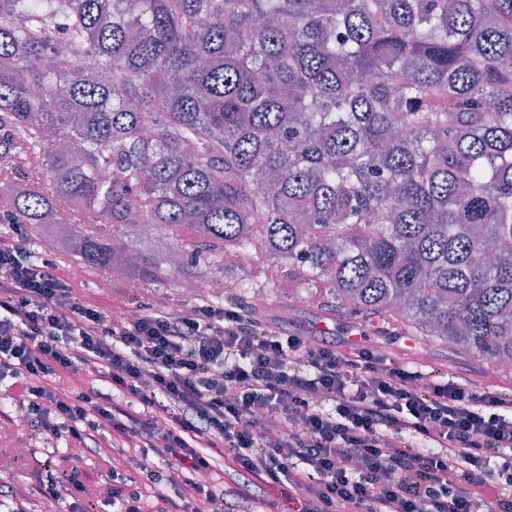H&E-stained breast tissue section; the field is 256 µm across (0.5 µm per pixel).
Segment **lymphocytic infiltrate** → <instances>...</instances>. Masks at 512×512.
I'll list each match as a JSON object with an SVG mask.
<instances>
[{
	"instance_id": "obj_1",
	"label": "lymphocytic infiltrate",
	"mask_w": 512,
	"mask_h": 512,
	"mask_svg": "<svg viewBox=\"0 0 512 512\" xmlns=\"http://www.w3.org/2000/svg\"><path fill=\"white\" fill-rule=\"evenodd\" d=\"M93 376L111 394L66 376ZM12 378L35 440L109 449L107 499L88 474L0 482L6 512H512V394L451 370L425 372L373 345L304 336L242 304L83 303L73 277L32 259L23 225L0 236V380ZM174 495L161 493L162 484Z\"/></svg>"
}]
</instances>
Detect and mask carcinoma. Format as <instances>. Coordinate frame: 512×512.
Returning <instances> with one entry per match:
<instances>
[{"mask_svg": "<svg viewBox=\"0 0 512 512\" xmlns=\"http://www.w3.org/2000/svg\"><path fill=\"white\" fill-rule=\"evenodd\" d=\"M28 154L3 220L95 269L261 255L512 365V0H6L0 165Z\"/></svg>", "mask_w": 512, "mask_h": 512, "instance_id": "cac0c4a2", "label": "carcinoma"}]
</instances>
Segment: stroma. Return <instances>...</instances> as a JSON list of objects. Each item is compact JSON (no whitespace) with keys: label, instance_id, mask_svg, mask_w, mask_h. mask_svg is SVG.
Segmentation results:
<instances>
[{"label":"stroma","instance_id":"35a3bbf8","mask_svg":"<svg viewBox=\"0 0 512 512\" xmlns=\"http://www.w3.org/2000/svg\"><path fill=\"white\" fill-rule=\"evenodd\" d=\"M62 269L77 272V286L82 299L103 307L122 302L127 306L158 296L179 310L191 304L193 295L180 288L179 280L140 282L137 289H130L121 276L111 275L92 268H79L71 258H61ZM234 279L246 280L243 288L235 287L234 280L213 275V288L209 300L217 303L239 302L251 305L260 319L275 322L282 327L305 336H331L338 342L373 343L391 356L422 370L450 369L476 384H489L512 393V369L496 367L488 359L477 357L463 350H452L438 342L412 335L399 321H391L388 329L379 324L351 317L330 310L323 292L305 288L288 280L281 271L268 269L261 257H253L234 272ZM264 289L268 300L262 305H252L255 289ZM36 460L22 448V436L12 423L0 422V482L22 485L28 482Z\"/></svg>","mask_w":512,"mask_h":512}]
</instances>
